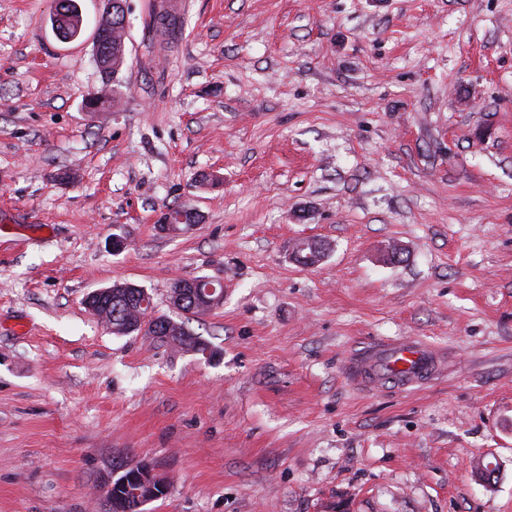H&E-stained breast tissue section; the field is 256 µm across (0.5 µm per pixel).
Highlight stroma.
I'll use <instances>...</instances> for the list:
<instances>
[{
	"instance_id": "1",
	"label": "stroma",
	"mask_w": 512,
	"mask_h": 512,
	"mask_svg": "<svg viewBox=\"0 0 512 512\" xmlns=\"http://www.w3.org/2000/svg\"><path fill=\"white\" fill-rule=\"evenodd\" d=\"M79 2L63 43L52 0H0V512H104L118 457L170 483L144 512H512V0H182L166 32L126 0L94 114ZM200 276L211 360L84 305L127 281L168 315ZM404 338L438 379L360 386ZM119 3V4H118ZM116 5H121L118 9V16L120 19L124 16V23L127 22V11L124 3L118 2ZM124 9V14L121 9ZM112 1L108 8V14L104 16V19L108 20L112 29L109 30L107 43L100 41L95 43L93 49L94 59L97 64H100L102 60V67L100 71L104 74L106 82L104 81L105 87L108 88L105 92H99L101 97L99 98L100 106L99 109H104L107 103L114 102V96L119 92L122 86L121 78L119 74L126 62V39L128 38L127 24H123L122 20L112 18ZM106 49L108 52L106 53ZM106 53V54H104ZM104 55V57H103ZM103 57V59H102ZM111 92L110 94H107Z\"/></svg>"
}]
</instances>
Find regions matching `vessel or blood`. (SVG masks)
<instances>
[{"label":"vessel or blood","instance_id":"1","mask_svg":"<svg viewBox=\"0 0 512 512\" xmlns=\"http://www.w3.org/2000/svg\"><path fill=\"white\" fill-rule=\"evenodd\" d=\"M441 370L437 355L411 339L378 343L355 359L353 373L364 385L399 388L426 383Z\"/></svg>","mask_w":512,"mask_h":512}]
</instances>
